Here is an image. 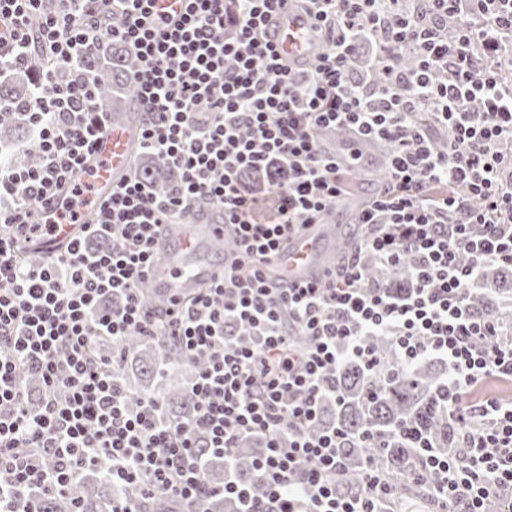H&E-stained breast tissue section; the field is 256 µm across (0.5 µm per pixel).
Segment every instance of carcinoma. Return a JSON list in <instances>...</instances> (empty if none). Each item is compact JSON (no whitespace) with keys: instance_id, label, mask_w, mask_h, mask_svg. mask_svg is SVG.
<instances>
[{"instance_id":"cac0c4a2","label":"carcinoma","mask_w":512,"mask_h":512,"mask_svg":"<svg viewBox=\"0 0 512 512\" xmlns=\"http://www.w3.org/2000/svg\"><path fill=\"white\" fill-rule=\"evenodd\" d=\"M103 52L104 58L95 65L100 84V109L112 112L124 121L126 113L136 111V93L128 81L134 60L116 43H106ZM31 93V85L24 79L0 84V128L11 135L12 144L17 146L28 165L38 161L32 148V129L22 115ZM134 175L160 194L167 192L176 181L173 171L148 158L139 159ZM369 280L373 284H387L396 295L403 294L411 286L407 274L389 271L381 265L371 267ZM472 302L480 309L511 311L512 271L487 270L483 286L472 294ZM369 345L377 361L389 367L395 365L391 338L373 336ZM125 350L135 355V371L124 372L135 392L160 397L169 418L180 419L192 413L194 400L187 386L195 373V364L182 361L174 347L149 343L139 336L129 337ZM445 373V366L435 361L419 362L387 379L372 376L354 362L345 363L336 370V384L342 400L339 405H329L323 410L318 425L336 424L351 437L373 432L385 439L381 448L348 445L340 449L346 465L344 474L336 481L340 493L355 495L361 492L363 469L372 458L391 478V501H416L423 508L435 507L431 488L437 483L438 476L424 468V463L431 452L449 457L460 453L448 417L437 405L436 396ZM20 380L29 393L30 406H38L41 400L39 379L24 370ZM258 453L256 442H247L239 450L237 462L240 480L256 490L259 486L255 485L250 463ZM114 497L131 501L144 512H178L180 509L178 502L163 496L149 497L137 487L116 489L101 473L75 486L67 493L66 500L77 499L84 512H106Z\"/></svg>"}]
</instances>
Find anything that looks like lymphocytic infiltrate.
<instances>
[{"instance_id": "f902f5d3", "label": "lymphocytic infiltrate", "mask_w": 512, "mask_h": 512, "mask_svg": "<svg viewBox=\"0 0 512 512\" xmlns=\"http://www.w3.org/2000/svg\"><path fill=\"white\" fill-rule=\"evenodd\" d=\"M0 0V75L26 71L37 165L0 162V512H40L87 473L199 506L220 495L239 512H385L390 487L367 461L363 491L336 489L346 433L311 428L339 402L336 371L375 372L368 340L392 337L396 367L447 364L439 394L462 453L429 456L452 512L500 498L512 512V400H470L512 380V327L469 302L484 269L512 267V0ZM308 19L318 52L288 65L266 36L286 3ZM125 46L141 114L138 144L175 169L167 194L130 178L85 198L107 121L93 63ZM414 70L400 66L404 57ZM386 143L381 189L358 212L364 234L321 280L274 282L265 263L349 188L346 163L321 134ZM222 212L237 255L200 293L162 312L140 289L157 260V225L198 206ZM92 220H85L84 209ZM61 250L24 263L60 223ZM106 248H99V241ZM406 272L394 298L366 261ZM172 344L198 362L193 413L173 422L123 373L126 337ZM41 380L31 408L20 370ZM262 440L254 497L235 474L206 477Z\"/></svg>"}]
</instances>
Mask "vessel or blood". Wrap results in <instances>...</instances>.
Returning a JSON list of instances; mask_svg holds the SVG:
<instances>
[{"instance_id": "1", "label": "vessel or blood", "mask_w": 512, "mask_h": 512, "mask_svg": "<svg viewBox=\"0 0 512 512\" xmlns=\"http://www.w3.org/2000/svg\"><path fill=\"white\" fill-rule=\"evenodd\" d=\"M308 27V20L296 14L272 30V41L283 57L299 59ZM138 135L137 125L110 121L95 148L96 156L105 162L98 171L99 189H107L124 177ZM346 207V202H338L324 213L320 223L305 225L300 233L289 236L279 248L273 270L294 283L308 282L323 274L331 264L323 241L334 230ZM224 237L223 225L209 224L198 218L186 224L167 225L160 241L161 258L149 274L150 285L173 298L208 286L217 277L220 267L201 261L200 247L207 240Z\"/></svg>"}]
</instances>
